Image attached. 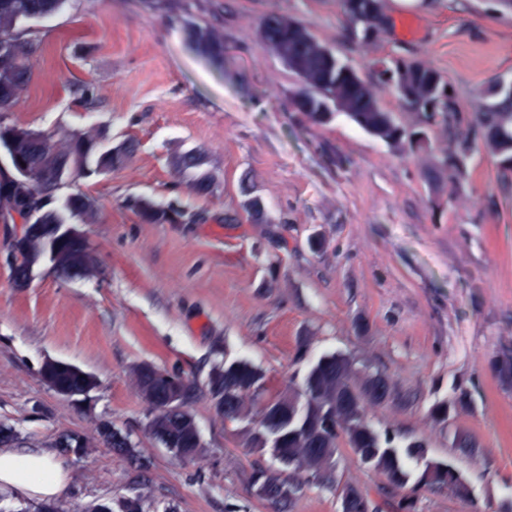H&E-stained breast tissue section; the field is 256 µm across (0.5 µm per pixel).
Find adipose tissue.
<instances>
[{"label": "adipose tissue", "mask_w": 512, "mask_h": 512, "mask_svg": "<svg viewBox=\"0 0 512 512\" xmlns=\"http://www.w3.org/2000/svg\"><path fill=\"white\" fill-rule=\"evenodd\" d=\"M68 489V468L52 451L0 452V494L37 500L60 499L67 495Z\"/></svg>", "instance_id": "adipose-tissue-1"}]
</instances>
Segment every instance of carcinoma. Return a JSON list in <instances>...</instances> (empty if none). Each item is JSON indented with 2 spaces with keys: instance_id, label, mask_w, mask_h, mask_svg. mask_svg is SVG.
<instances>
[{
  "instance_id": "cac0c4a2",
  "label": "carcinoma",
  "mask_w": 512,
  "mask_h": 512,
  "mask_svg": "<svg viewBox=\"0 0 512 512\" xmlns=\"http://www.w3.org/2000/svg\"><path fill=\"white\" fill-rule=\"evenodd\" d=\"M64 0H0V142L9 135L21 137L20 145L26 170L18 169L14 177L0 183V198L15 211L27 215L36 211V222L53 236L65 223L63 214L53 207L56 191L69 178L85 177L96 171L112 169L122 161L130 148L112 154L100 153L96 142L79 133H67L60 143L54 136L40 131L19 130L6 122L5 112L25 90L32 78L29 58L38 46L22 38L18 24L24 20L45 18L56 13ZM259 35L266 46L283 60L297 78L296 96L303 99V115L316 125L322 123L320 109L332 102L359 129L390 147H415L408 130L393 122L392 113L384 111L380 99L387 84L380 74L365 81L350 82L336 71L323 52L321 43L301 23L291 17L272 15L264 18ZM188 36L195 49L208 60L219 63L224 58L223 38L214 32L193 28ZM407 78L416 84L415 99L403 100L412 111L421 114L422 121L440 124L455 131L452 143L443 152L439 168L430 172L436 182L439 171L462 172L476 144L495 156L500 167L509 171L512 161V93L502 92L496 85L482 94L480 111L470 120L458 112L450 83L433 67L419 62L408 68ZM436 100V111L427 113L419 104L422 99ZM91 200L80 194L68 196L64 209L71 213H86ZM142 220L164 223L181 220L185 212L157 207L149 203L134 204ZM83 251L71 243L60 245L57 262L60 266L82 263ZM209 392L216 403L225 407L224 418L235 424L247 418L246 395L263 397L255 413L258 422L268 417L280 418L283 455L274 456L303 480L286 481L266 469L256 470V482L263 485L261 498L274 504L292 501L309 484L333 487L337 483L335 468L342 456L341 445H347L357 461L386 480V494L404 487L410 477L403 457L422 458L425 443L410 441L400 444L396 437L380 434L367 421L369 404L394 400L387 377L379 372L356 367L354 359L343 354L320 357L310 368L301 391L278 393L266 388L264 376L247 362H233L216 368L209 377ZM186 413L170 411L146 426L148 433L163 447L195 448L198 445L191 427L184 422ZM417 482L438 488H448L452 494L465 498L469 488L455 465L445 460H429ZM340 494L354 495L356 503L378 512V505L367 490L355 483L339 488Z\"/></svg>"
}]
</instances>
